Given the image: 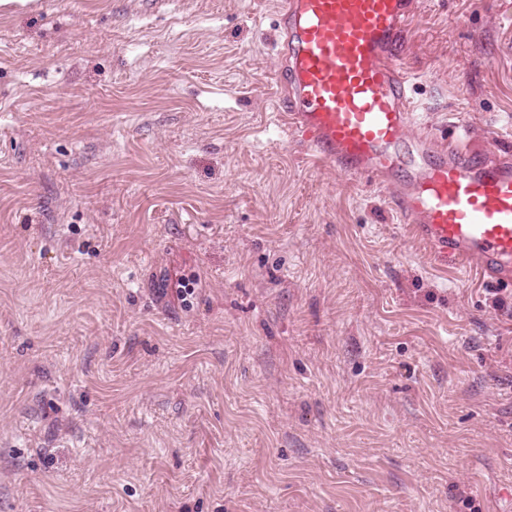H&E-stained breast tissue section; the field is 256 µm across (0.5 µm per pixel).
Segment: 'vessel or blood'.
Wrapping results in <instances>:
<instances>
[{"instance_id":"vessel-or-blood-1","label":"vessel or blood","mask_w":512,"mask_h":512,"mask_svg":"<svg viewBox=\"0 0 512 512\" xmlns=\"http://www.w3.org/2000/svg\"><path fill=\"white\" fill-rule=\"evenodd\" d=\"M418 0H281L283 121L346 176L388 190L431 263L512 286V151L410 135L419 113L397 39Z\"/></svg>"}]
</instances>
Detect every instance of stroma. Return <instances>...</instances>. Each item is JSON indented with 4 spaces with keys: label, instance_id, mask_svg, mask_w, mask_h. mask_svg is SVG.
<instances>
[{
    "label": "stroma",
    "instance_id": "35a3bbf8",
    "mask_svg": "<svg viewBox=\"0 0 512 512\" xmlns=\"http://www.w3.org/2000/svg\"><path fill=\"white\" fill-rule=\"evenodd\" d=\"M277 2L0 6V512H512V288L282 125ZM397 53L512 145V0Z\"/></svg>",
    "mask_w": 512,
    "mask_h": 512
}]
</instances>
